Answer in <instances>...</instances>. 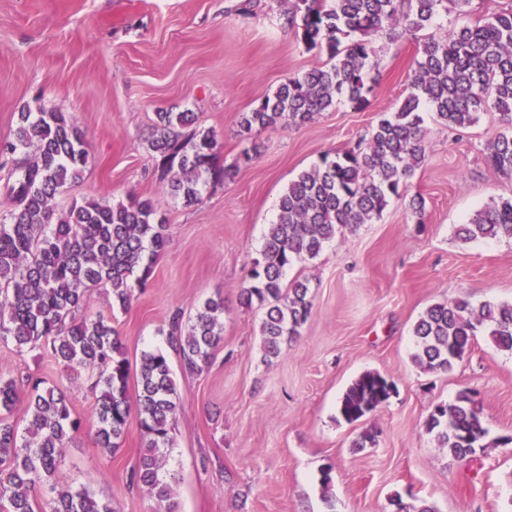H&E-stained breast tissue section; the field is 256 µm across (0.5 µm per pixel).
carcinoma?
Instances as JSON below:
<instances>
[{"instance_id":"carcinoma-1","label":"carcinoma","mask_w":512,"mask_h":512,"mask_svg":"<svg viewBox=\"0 0 512 512\" xmlns=\"http://www.w3.org/2000/svg\"><path fill=\"white\" fill-rule=\"evenodd\" d=\"M465 13L469 0H298L286 24L308 50L326 51L331 66L288 78L273 96L241 114L240 126L253 130L300 126L345 98L364 102L367 76L377 65L374 39L388 29L413 38L448 12V2ZM449 130L475 124L494 110L506 130L486 148L490 168L512 177V8L464 23L422 44L415 59L411 91L398 111L383 114L368 136L343 152L326 153L320 163L288 183L276 219L264 234L261 257L250 264L240 303H258L265 357L299 335L312 308L304 280L284 283L296 261L312 260L337 236L379 218L389 200L409 190L425 157L423 109ZM193 112H159L150 150L157 177L171 196L192 204L208 181H223L232 169L218 165L214 135L194 127ZM10 156L4 182L9 209L0 214V342L17 350L45 348L77 380L96 374L95 447L112 453L122 446L131 405L130 362L112 319L78 316L92 288H110L112 306H128L134 288H145L154 259L168 240L169 225L153 204L137 196L117 203L88 199L57 209L56 199L77 181L89 162L85 138L64 112H23L10 140L0 141ZM459 235L466 241L512 239V199L478 211ZM224 333V298L206 299L187 327L175 317L168 344L181 368L199 373L209 364ZM512 352V304L467 299L429 306L413 327V360L432 372H446L464 358L477 335ZM27 387L28 419L23 431L7 420ZM395 384L365 372L346 388L338 407L348 423L386 405ZM136 406L144 452L129 473L165 512H178L174 489L160 477L170 447L180 399L168 356L145 351L137 371ZM64 393L30 376L0 379V512H36L35 497L53 494L48 512H113L109 501L64 480L58 459L80 432ZM438 448L454 459L484 447L487 430L469 391L434 406L424 423ZM397 512H435L424 500L390 499Z\"/></svg>"}]
</instances>
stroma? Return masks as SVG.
I'll return each mask as SVG.
<instances>
[{
    "label": "stroma",
    "mask_w": 512,
    "mask_h": 512,
    "mask_svg": "<svg viewBox=\"0 0 512 512\" xmlns=\"http://www.w3.org/2000/svg\"><path fill=\"white\" fill-rule=\"evenodd\" d=\"M295 3L0 0V139L11 135L20 113H69L90 162L58 196V207L132 194L167 219L168 244L146 289L134 291L124 310L112 309L105 289H93L82 314L111 318L131 365L145 350L169 355L182 406L162 474L179 512H393L397 495L407 503L428 500L437 512H512V354L479 336L449 371L429 372L412 359V327L429 305L459 298L512 303V241L457 236L476 211L512 199V180L485 162L487 145L503 130L497 112L481 113L459 131L425 113L426 157L407 195L289 268L287 279L308 280L312 309L277 358H263L260 307L239 300L288 183L324 153L348 149L381 113L397 111L418 46L512 0L449 6L410 40L379 33L365 105L344 100L304 125L243 135V112L288 77L330 63L285 26ZM187 111L198 129L213 133L219 163L237 169L224 182L207 183L190 205L158 183L149 148L157 113ZM247 145L244 163L239 154ZM416 199L424 203L419 218ZM216 295L224 298V339L202 373L183 372L167 343L170 319L192 316ZM367 371L392 380L396 391L387 405L346 423L340 398ZM25 375L63 388L82 422L60 462L70 485L88 487L114 512H163L128 482L142 451L137 416H130L121 448L101 454L87 381H70L43 350L20 353L0 342V377ZM464 390L475 393L488 434L483 450L455 460L423 424L435 404ZM369 428L378 433L376 445L355 448Z\"/></svg>",
    "instance_id": "1"
}]
</instances>
